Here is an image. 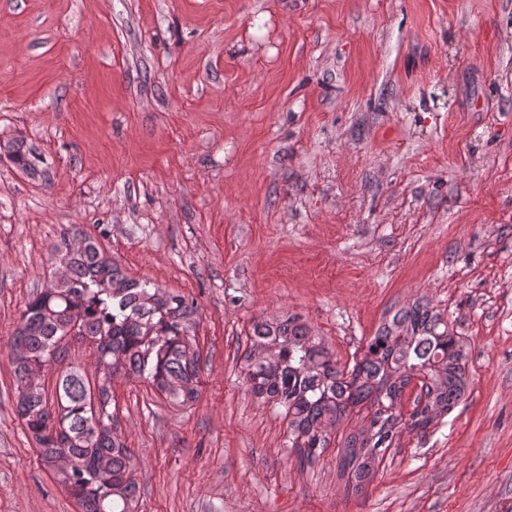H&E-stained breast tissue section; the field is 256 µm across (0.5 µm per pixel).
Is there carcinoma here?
Returning a JSON list of instances; mask_svg holds the SVG:
<instances>
[{
	"mask_svg": "<svg viewBox=\"0 0 512 512\" xmlns=\"http://www.w3.org/2000/svg\"><path fill=\"white\" fill-rule=\"evenodd\" d=\"M56 252L62 273L30 296L11 336L17 416L85 512H139L133 453L115 433L112 377L142 379L173 406L195 402L200 353L188 336L195 302L126 277L80 229L62 235ZM72 337L91 345L97 381L68 366L49 399L40 372L66 355ZM250 341L242 367L249 389L282 409L291 447L303 449L308 464L329 446L327 426L366 411L367 423L339 449V477L355 489L374 478L396 437L426 430L465 393L464 341L420 304L383 325L348 370L292 318L255 325ZM415 379L420 391L406 414L403 397Z\"/></svg>",
	"mask_w": 512,
	"mask_h": 512,
	"instance_id": "1",
	"label": "carcinoma"
}]
</instances>
